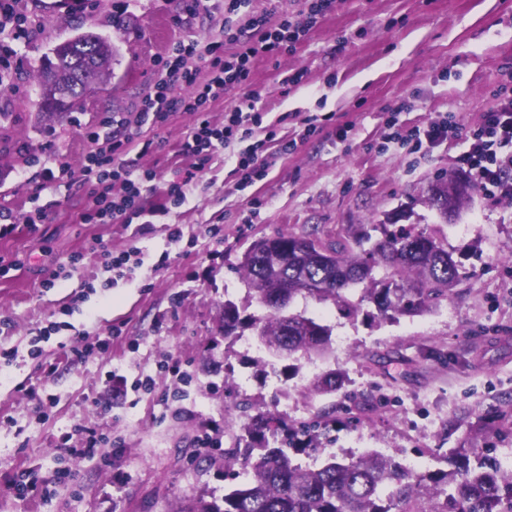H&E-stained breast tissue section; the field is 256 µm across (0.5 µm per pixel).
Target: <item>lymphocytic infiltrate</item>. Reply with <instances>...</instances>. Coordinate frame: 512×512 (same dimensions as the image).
<instances>
[{
    "label": "lymphocytic infiltrate",
    "instance_id": "f902f5d3",
    "mask_svg": "<svg viewBox=\"0 0 512 512\" xmlns=\"http://www.w3.org/2000/svg\"><path fill=\"white\" fill-rule=\"evenodd\" d=\"M334 0H304L300 17H288L279 24H270L267 15L254 14L244 23H236L234 16L241 0H226L227 18L220 28V39L207 44L181 41L171 46L153 79V92L142 102L133 119L118 120V133L101 136L90 130L87 138L97 146L86 158L79 176L83 181L99 187L93 205L83 220L96 224H128L140 212L141 189L152 179L150 171L137 168L127 155L134 140V128L159 126L169 113L181 111L198 114L199 120L181 144L183 155L205 161L216 146L234 140L250 141L249 150L238 155L234 172L240 187L252 185L266 172L264 153L266 143L254 139L253 126L260 122L259 114L235 110L226 113L220 125L202 119L209 101L222 98L227 88L245 85L255 57L273 56L293 50L306 36L317 19L330 11ZM236 43L232 55H224L225 41ZM209 59L211 77L199 83L192 62ZM188 87L179 95L176 85ZM465 137L467 150L460 162L481 185L485 196L512 199V96L503 95L497 108L487 113L481 124L471 131L452 119L431 123L426 129L408 131L395 129L394 140L409 144L419 152L437 147L448 140Z\"/></svg>",
    "mask_w": 512,
    "mask_h": 512
}]
</instances>
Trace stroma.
Returning a JSON list of instances; mask_svg holds the SVG:
<instances>
[{"instance_id": "stroma-1", "label": "stroma", "mask_w": 512, "mask_h": 512, "mask_svg": "<svg viewBox=\"0 0 512 512\" xmlns=\"http://www.w3.org/2000/svg\"><path fill=\"white\" fill-rule=\"evenodd\" d=\"M17 9L37 30L14 42L12 87L0 91L8 115L0 120V210L16 224L0 239V512H186L231 486L224 452L260 410L298 423L335 407V443L305 453L307 462L367 448L415 454L435 470L453 448H512V201L477 189L444 221L429 188L460 171L464 139L414 153L391 142L387 124L395 116L403 128L423 129L451 116L466 129L479 125L499 87H512V0H335L292 51L256 58L247 85L207 106L219 124L258 93L254 137L268 146L265 177L239 188L233 169L245 145H222L173 202L167 187L192 163L178 145L196 117L170 113L141 131L149 151L129 154L154 174L129 224L84 223L94 187L45 190L41 164L57 156L79 170L88 131L138 111L171 43L217 37L224 0L194 12L187 0H19ZM116 13L130 19L127 34L113 27ZM79 25L115 44L113 75L70 124L38 121L41 60ZM293 74L299 82L284 85ZM309 118L318 129L305 138ZM291 138L296 149L280 153L279 140ZM38 208L47 218L29 226ZM395 213L462 252L447 304L377 325L330 303L297 301L296 310L348 342L300 359L293 376L253 343L252 330L220 333L225 299L263 312L239 269L253 239L313 230L327 239ZM99 239L136 253L139 266L105 267L93 252ZM60 269L56 287H45ZM74 341L85 356L72 365L64 352ZM329 370L344 374V389L316 393L314 379ZM366 396L373 407H363ZM86 429L104 436L95 457L59 453L61 437L77 446ZM205 435L212 447H200ZM24 469L43 490L17 493L10 480Z\"/></svg>"}]
</instances>
